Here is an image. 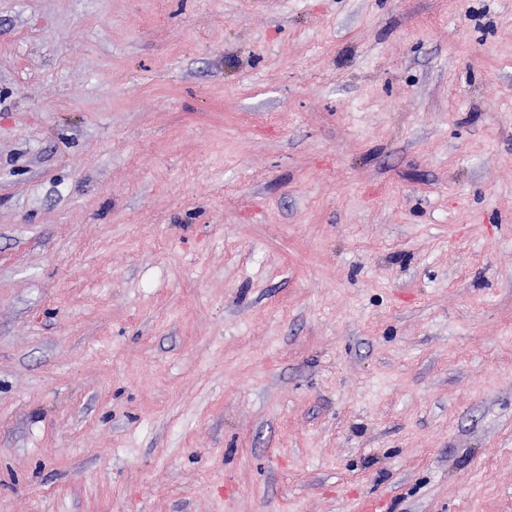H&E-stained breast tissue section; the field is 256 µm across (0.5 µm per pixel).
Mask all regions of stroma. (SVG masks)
Segmentation results:
<instances>
[{"label": "stroma", "instance_id": "obj_1", "mask_svg": "<svg viewBox=\"0 0 512 512\" xmlns=\"http://www.w3.org/2000/svg\"><path fill=\"white\" fill-rule=\"evenodd\" d=\"M0 512H512V0H0Z\"/></svg>", "mask_w": 512, "mask_h": 512}]
</instances>
